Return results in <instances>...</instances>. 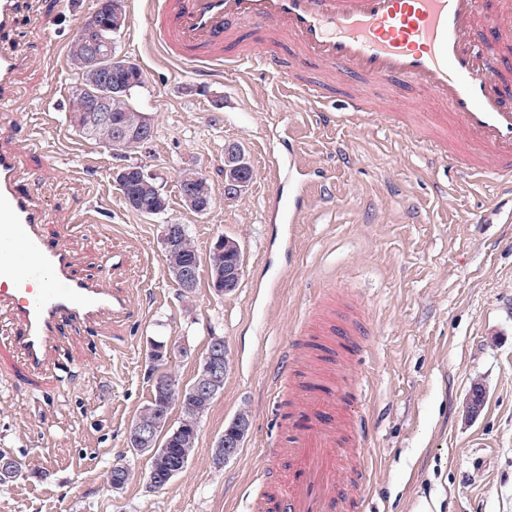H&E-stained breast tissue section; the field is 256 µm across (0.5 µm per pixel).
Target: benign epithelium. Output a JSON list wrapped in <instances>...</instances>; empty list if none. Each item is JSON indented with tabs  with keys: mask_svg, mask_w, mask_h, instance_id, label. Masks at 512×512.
<instances>
[{
	"mask_svg": "<svg viewBox=\"0 0 512 512\" xmlns=\"http://www.w3.org/2000/svg\"><path fill=\"white\" fill-rule=\"evenodd\" d=\"M95 26L92 16L86 18L77 29L74 40L86 47V59L84 72L87 81L94 84H108L110 92L96 94L87 101L82 109V129L93 133L95 129L109 122L112 111V99L129 94L130 87L138 84L142 76L138 72L137 65L122 57L117 56L111 49L110 41L106 37L98 40L91 38ZM153 123L146 112L138 113L134 122L128 125H116L113 128V139L116 144L124 148L143 151L148 148L152 140ZM224 195L233 197L237 195L246 181L243 174L229 171L224 167ZM133 178L136 192L128 196L130 207L139 210L150 209L157 213V204L160 201L161 187L157 182V176L148 169L145 163H137L130 168H122L116 172V179L123 183L128 178ZM184 187L183 196L187 205L193 210L202 209V201L209 192L208 179L200 169L193 168L182 178ZM244 266L241 257L231 263L224 264V269L214 268L209 270L213 290L218 295L232 292L241 276ZM167 274L172 277L176 285L188 292L195 288L197 282V266L193 264H178L167 268ZM172 353L171 345L163 341L150 343L149 358L155 365L163 364ZM228 360L224 337L213 336L209 340L204 354L197 363L196 377L186 396L188 403H206L213 400L224 388V376L227 372ZM154 417L151 420L136 421L128 431V438L138 447L139 451L146 455L149 461L150 473L146 482V488L151 491L161 490L166 487L182 470V466H170L164 463V458L157 448L159 435L171 427V404L153 403ZM249 427L248 421H235V427L224 431L210 449L211 455L218 462L234 457L242 443V436Z\"/></svg>",
	"mask_w": 512,
	"mask_h": 512,
	"instance_id": "benign-epithelium-1",
	"label": "benign epithelium"
}]
</instances>
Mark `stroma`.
I'll return each mask as SVG.
<instances>
[{
    "mask_svg": "<svg viewBox=\"0 0 512 512\" xmlns=\"http://www.w3.org/2000/svg\"><path fill=\"white\" fill-rule=\"evenodd\" d=\"M16 46L31 63L18 76L13 111L0 112V140L38 171L46 231L65 239L79 273L130 288L138 313L125 327L70 329L41 377L43 394L0 358V454L27 474L0 486V512H247L251 477L278 439L280 402L268 387L276 356L314 287L359 299L372 321L357 371L363 407L369 512H512V223L493 210L497 188L466 184L433 167L426 145L383 122L323 124L276 79L244 65L206 80L165 60L146 35L143 0H125L129 21L117 55L145 83L136 99L155 127L149 154L115 155L84 139L42 91L69 99L77 76L69 45L96 0H20ZM296 140L303 171L330 176L289 243L274 235L268 200L283 137ZM242 148L253 171L224 195V150ZM147 161L168 199L164 214L127 208L121 166ZM209 177L213 205L201 214L180 193L182 169ZM96 222L71 225L85 207ZM185 225L200 257L220 236L244 255L238 288L216 295L201 273L190 298L167 276L162 227ZM126 259L112 274V257ZM223 337L224 389L199 423L198 450L165 489H145L147 459L127 448L128 428L151 396L150 340L175 344L166 368L190 384L210 336ZM483 402L471 412L473 389ZM250 427L239 453L217 464L208 450L240 413ZM129 478L112 490L113 464Z\"/></svg>",
    "mask_w": 512,
    "mask_h": 512,
    "instance_id": "obj_1",
    "label": "stroma"
}]
</instances>
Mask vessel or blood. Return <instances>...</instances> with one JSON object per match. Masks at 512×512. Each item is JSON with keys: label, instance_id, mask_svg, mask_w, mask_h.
Here are the masks:
<instances>
[{"label": "vessel or blood", "instance_id": "1", "mask_svg": "<svg viewBox=\"0 0 512 512\" xmlns=\"http://www.w3.org/2000/svg\"><path fill=\"white\" fill-rule=\"evenodd\" d=\"M482 0H147L153 43L202 78L253 61L290 92L320 106L325 123L372 118L351 80H384L394 126L425 143L462 180L496 182L495 210L512 220V85L500 74L512 57L484 52L476 31ZM19 0H0V108L11 102L23 65L11 47ZM249 26L252 44L237 41ZM445 101L444 112H404L410 85ZM343 111L323 109L332 94ZM308 185L283 205L296 223ZM44 205L22 176L14 150L0 146V308L14 328L21 372L39 373L67 327L124 325L132 292L79 274L66 245L45 235ZM369 334L357 300L321 292L283 349L271 382L284 399L282 441L253 479L262 491L249 512H366L368 458L363 380L352 370Z\"/></svg>", "mask_w": 512, "mask_h": 512}]
</instances>
